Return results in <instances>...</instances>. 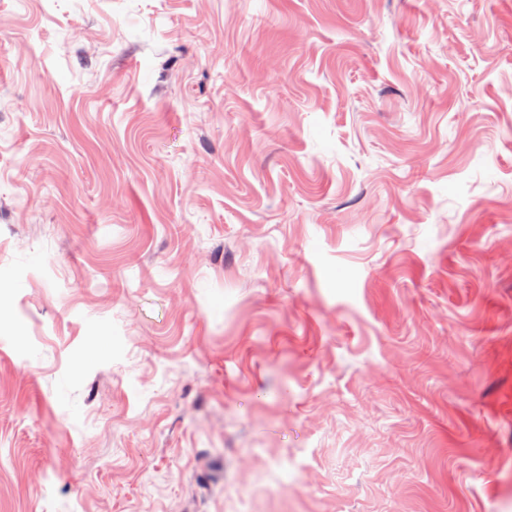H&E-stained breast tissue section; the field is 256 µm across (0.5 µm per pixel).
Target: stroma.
Wrapping results in <instances>:
<instances>
[{"label":"stroma","instance_id":"1","mask_svg":"<svg viewBox=\"0 0 512 512\" xmlns=\"http://www.w3.org/2000/svg\"><path fill=\"white\" fill-rule=\"evenodd\" d=\"M243 500L512 512V0H0V512Z\"/></svg>","mask_w":512,"mask_h":512}]
</instances>
